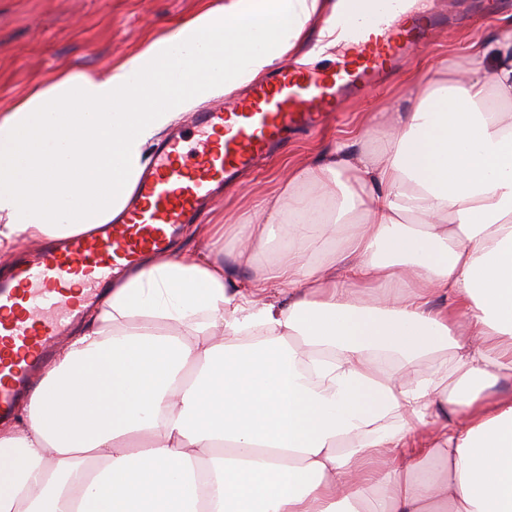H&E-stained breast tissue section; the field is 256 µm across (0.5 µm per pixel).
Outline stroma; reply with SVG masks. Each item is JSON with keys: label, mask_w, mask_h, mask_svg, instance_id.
Here are the masks:
<instances>
[{"label": "stroma", "mask_w": 512, "mask_h": 512, "mask_svg": "<svg viewBox=\"0 0 512 512\" xmlns=\"http://www.w3.org/2000/svg\"><path fill=\"white\" fill-rule=\"evenodd\" d=\"M207 0H0V113L23 98L35 79L51 80L61 66L103 72L137 53L150 38L171 31ZM430 12H447L427 46L380 90L348 99L334 121L299 135L277 158L225 191L209 211L212 223H236L244 202L270 191L279 161L314 157L330 138L361 122L368 109L398 107L409 78L435 79L439 61L457 60L469 41L498 31L502 17L475 16L466 0H429Z\"/></svg>", "instance_id": "obj_1"}]
</instances>
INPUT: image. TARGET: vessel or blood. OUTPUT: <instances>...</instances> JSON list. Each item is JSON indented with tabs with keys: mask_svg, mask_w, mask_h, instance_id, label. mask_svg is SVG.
I'll list each match as a JSON object with an SVG mask.
<instances>
[{
	"mask_svg": "<svg viewBox=\"0 0 512 512\" xmlns=\"http://www.w3.org/2000/svg\"><path fill=\"white\" fill-rule=\"evenodd\" d=\"M406 2L340 0L333 26L344 53L333 65H288L244 97L194 113L188 132L157 146L120 223L42 243L36 259L17 264L13 283H0V416L114 270L166 251L239 172L257 167L291 132L334 118L347 98L379 88L429 42V25L405 15Z\"/></svg>",
	"mask_w": 512,
	"mask_h": 512,
	"instance_id": "obj_1",
	"label": "vessel or blood"
}]
</instances>
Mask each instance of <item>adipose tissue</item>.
I'll return each instance as SVG.
<instances>
[{"label": "adipose tissue", "mask_w": 512, "mask_h": 512, "mask_svg": "<svg viewBox=\"0 0 512 512\" xmlns=\"http://www.w3.org/2000/svg\"><path fill=\"white\" fill-rule=\"evenodd\" d=\"M326 0H224L0 113V254L120 214L162 133ZM386 136L383 148L365 142ZM145 255L0 425V512H512V26Z\"/></svg>", "instance_id": "adipose-tissue-1"}]
</instances>
